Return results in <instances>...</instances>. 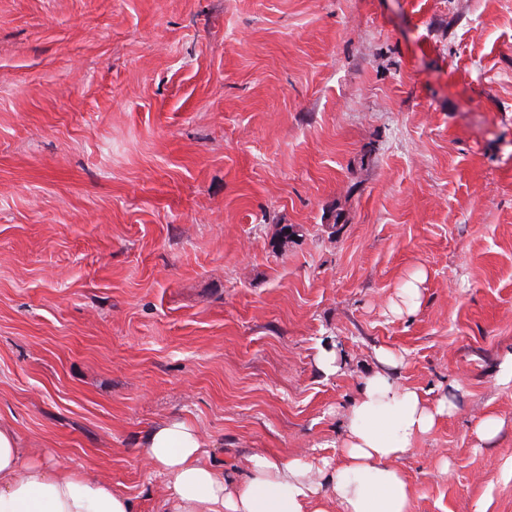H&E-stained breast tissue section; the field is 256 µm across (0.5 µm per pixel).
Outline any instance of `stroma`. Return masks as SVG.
Instances as JSON below:
<instances>
[{
  "label": "stroma",
  "mask_w": 512,
  "mask_h": 512,
  "mask_svg": "<svg viewBox=\"0 0 512 512\" xmlns=\"http://www.w3.org/2000/svg\"><path fill=\"white\" fill-rule=\"evenodd\" d=\"M380 348L460 398L400 462L411 512H512V0H0L22 448L157 512V421L242 473L331 457Z\"/></svg>",
  "instance_id": "stroma-1"
}]
</instances>
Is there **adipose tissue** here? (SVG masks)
Here are the masks:
<instances>
[{
    "label": "adipose tissue",
    "mask_w": 512,
    "mask_h": 512,
    "mask_svg": "<svg viewBox=\"0 0 512 512\" xmlns=\"http://www.w3.org/2000/svg\"><path fill=\"white\" fill-rule=\"evenodd\" d=\"M364 380L335 458H251L237 475L207 462L189 422L168 418L141 442L147 461L169 483L158 512H410L414 490L399 462L457 405L431 402L391 375L397 357ZM0 512H137L134 500L109 482L26 456L16 431L0 425Z\"/></svg>",
    "instance_id": "adipose-tissue-1"
}]
</instances>
